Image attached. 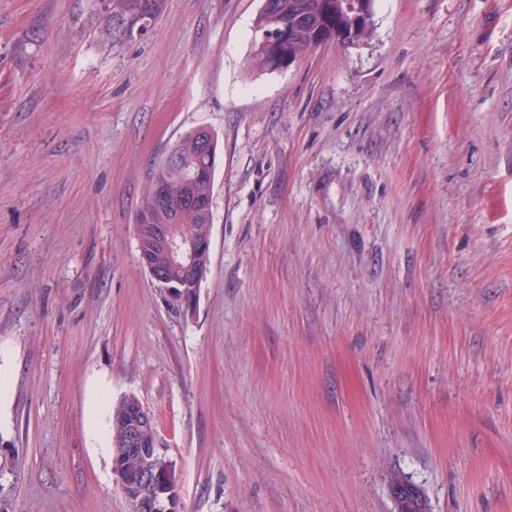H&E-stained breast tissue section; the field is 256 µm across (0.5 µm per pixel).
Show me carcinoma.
Instances as JSON below:
<instances>
[{
    "label": "carcinoma",
    "mask_w": 512,
    "mask_h": 512,
    "mask_svg": "<svg viewBox=\"0 0 512 512\" xmlns=\"http://www.w3.org/2000/svg\"><path fill=\"white\" fill-rule=\"evenodd\" d=\"M165 0H92L89 31L103 44H123L137 40L114 29L113 18H125L134 26L141 27L143 34L153 29L162 15ZM336 0H274L273 11L259 10L254 22L248 67L255 72L271 71L288 65V58L307 54L313 45L332 35L342 25L343 18L336 13ZM275 31L287 37V52L277 53L273 49L259 46L260 36ZM196 129L187 131L176 142V151L185 165L196 171L194 183L196 194L202 204L212 202L217 162V134L210 133V153L195 149ZM180 230L186 237H201L206 234L203 211L188 212L180 220ZM139 401L135 395H127L111 408V447H116L123 429L128 407Z\"/></svg>",
    "instance_id": "1"
}]
</instances>
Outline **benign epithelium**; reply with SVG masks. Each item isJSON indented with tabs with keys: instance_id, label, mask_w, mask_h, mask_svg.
Returning <instances> with one entry per match:
<instances>
[{
	"instance_id": "7a95c632",
	"label": "benign epithelium",
	"mask_w": 512,
	"mask_h": 512,
	"mask_svg": "<svg viewBox=\"0 0 512 512\" xmlns=\"http://www.w3.org/2000/svg\"><path fill=\"white\" fill-rule=\"evenodd\" d=\"M336 10L344 15L346 23L336 30L332 39L346 44L361 43V32L373 28V9L369 0H336ZM164 206L181 211L197 205L196 197L189 195L171 199L157 184V193L143 207L135 224V236L139 251V266L158 287L164 289L173 304L186 312L196 307L203 282L202 272L210 265L211 241L179 238L175 224H151L149 209ZM165 252L179 269L172 277L153 263L154 254ZM126 455H136L141 465L135 472H128L120 464ZM112 474L133 512H180L177 478L172 459L158 447L157 420L145 405L129 410L125 417L122 447L112 458ZM396 512H428L426 500L412 484H392Z\"/></svg>"
}]
</instances>
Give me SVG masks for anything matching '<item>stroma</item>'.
Returning <instances> with one entry per match:
<instances>
[{
	"mask_svg": "<svg viewBox=\"0 0 512 512\" xmlns=\"http://www.w3.org/2000/svg\"><path fill=\"white\" fill-rule=\"evenodd\" d=\"M261 0H0V512H130L137 396L181 512H512V0H374L246 70ZM219 136L192 313L137 261L155 164ZM165 0H92L89 31L103 44H123L143 38L153 29L162 15ZM119 15L135 27L140 26L142 35L126 37L113 26V18ZM392 495L396 504V512H427L426 500L412 484L396 482L392 484Z\"/></svg>",
	"mask_w": 512,
	"mask_h": 512,
	"instance_id": "1",
	"label": "stroma"
}]
</instances>
